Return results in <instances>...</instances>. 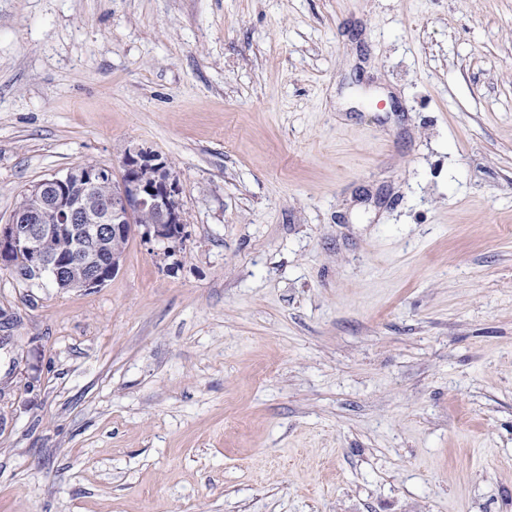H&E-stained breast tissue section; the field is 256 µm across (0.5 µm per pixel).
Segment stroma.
<instances>
[{"label": "stroma", "mask_w": 512, "mask_h": 512, "mask_svg": "<svg viewBox=\"0 0 512 512\" xmlns=\"http://www.w3.org/2000/svg\"><path fill=\"white\" fill-rule=\"evenodd\" d=\"M132 146L172 252L0 270V512H512V0H0V225Z\"/></svg>", "instance_id": "stroma-1"}]
</instances>
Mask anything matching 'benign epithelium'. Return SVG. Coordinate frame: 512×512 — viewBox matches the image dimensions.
<instances>
[{
    "label": "benign epithelium",
    "instance_id": "obj_1",
    "mask_svg": "<svg viewBox=\"0 0 512 512\" xmlns=\"http://www.w3.org/2000/svg\"><path fill=\"white\" fill-rule=\"evenodd\" d=\"M109 182L110 195L97 188ZM33 206L12 215L0 228V268L31 283L49 279L60 288H98L120 269L124 253L103 250L109 238L128 239L144 228L145 240L169 244L183 234L179 185L169 162L143 148L128 149L120 180L97 164H77L28 190ZM149 212L144 226L137 216ZM54 236L67 237L69 250L54 254L43 247Z\"/></svg>",
    "mask_w": 512,
    "mask_h": 512
}]
</instances>
